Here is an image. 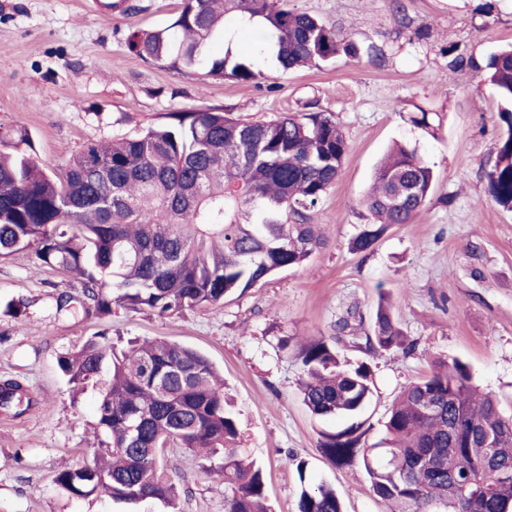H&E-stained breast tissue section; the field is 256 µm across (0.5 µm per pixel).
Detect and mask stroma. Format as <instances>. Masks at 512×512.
<instances>
[{"label": "stroma", "instance_id": "35a3bbf8", "mask_svg": "<svg viewBox=\"0 0 512 512\" xmlns=\"http://www.w3.org/2000/svg\"><path fill=\"white\" fill-rule=\"evenodd\" d=\"M181 0H0V152L26 153L60 170L90 142L135 137L170 112L220 109L271 119L333 113L348 152L339 180L316 207L326 246L306 265L223 304L160 315L113 307L82 318L58 309L81 282L43 265L32 251L0 259V380L21 381L33 400L19 418L0 412V512H164L161 503L75 497L54 481L82 465L93 433L98 390L74 391L60 355L107 336L117 348L164 337L204 353L224 380L241 445L266 476L274 512H295L300 483L286 457L307 461L310 484L335 488L345 512H391L375 498L359 463L337 466L319 450L344 428L304 406L301 345L333 336L348 316L353 336L336 350L374 372L375 396L360 418L362 443L385 437V415L404 386L434 363L468 362L481 389L512 411V210L495 202L489 174L503 132L499 102L480 73L450 66V49L484 61L512 42V0H289L353 46L323 67L279 69L255 56L260 28L230 17L234 50L264 73L251 84L209 75L204 63L170 70L132 52L135 31L168 27ZM377 59H369V48ZM437 113L434 131L410 117ZM416 144L433 167V191L412 223L392 226L373 252L353 250L365 222L361 199L393 141ZM387 294L410 352H370L380 294ZM26 305L19 316L11 301ZM181 512H224L230 489L180 448L166 451Z\"/></svg>", "mask_w": 512, "mask_h": 512}]
</instances>
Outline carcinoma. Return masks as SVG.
<instances>
[{"instance_id": "obj_1", "label": "carcinoma", "mask_w": 512, "mask_h": 512, "mask_svg": "<svg viewBox=\"0 0 512 512\" xmlns=\"http://www.w3.org/2000/svg\"><path fill=\"white\" fill-rule=\"evenodd\" d=\"M230 13L261 27L260 54L285 71L329 62L341 50L333 28L288 0H182L171 25L133 33L129 47L173 69L193 66ZM451 65L482 73L500 102L505 131L490 186L512 209V44L482 63L457 55ZM208 74L240 83L262 76L229 48L208 60ZM168 117L137 137L87 144L60 173L25 154H0V258L31 249L42 264L78 276L81 297L62 293L59 308L104 317L114 304L161 315L219 305L304 265L326 245L311 213L336 185L348 149L332 113L250 121L198 109ZM433 183L417 147L397 145L362 200L367 223L354 250L371 252L393 225L410 223ZM367 343L373 352L411 348L383 297ZM299 356L311 415L355 419L370 405L369 363L341 364L323 337ZM58 363L69 383L99 386L100 447L91 466L56 475L62 489L102 491L129 505L152 499L179 512L161 463L164 449L175 447L203 452L202 470L231 486L224 512H271L263 471L237 447L236 421L206 356L165 338L118 353L104 336ZM24 398L20 382H0L1 411L25 414L32 403ZM384 428L383 446L360 445L353 423L323 435L319 448L338 466L359 459L374 496L397 512H512V414L474 385L467 363L441 362L405 386ZM487 457L498 473H486ZM289 462L300 482L297 512H343L333 487L306 484L307 461Z\"/></svg>"}]
</instances>
